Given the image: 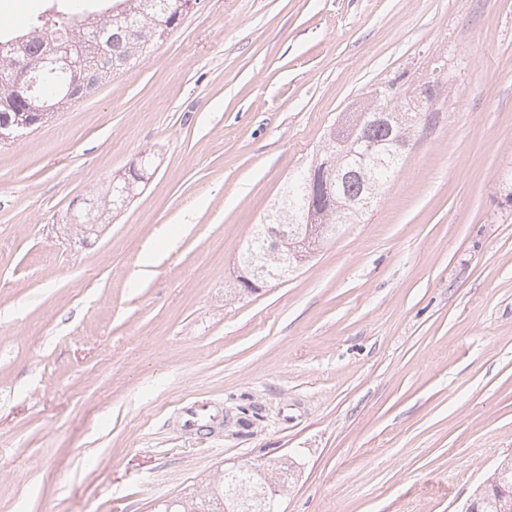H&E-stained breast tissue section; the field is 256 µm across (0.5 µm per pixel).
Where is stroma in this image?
<instances>
[{"label":"stroma","mask_w":512,"mask_h":512,"mask_svg":"<svg viewBox=\"0 0 512 512\" xmlns=\"http://www.w3.org/2000/svg\"><path fill=\"white\" fill-rule=\"evenodd\" d=\"M435 83L406 163L293 276L238 255L330 126ZM80 243L73 198L142 152ZM512 0H199L0 145V512H158L291 463L281 512H459L512 455ZM223 408L219 434L185 407ZM97 86L96 76L86 72H73L66 84L68 98L81 102L94 94ZM114 180L112 179V182H109L96 198L94 216L98 218L97 223H89L82 217L77 221L75 220L73 226H75L77 234L82 235V238L91 236V234L95 235V225L102 223L99 220L105 214L108 216L110 212L122 208L130 198L138 194V190L145 184L144 182L132 181L133 187L128 189L125 181L117 180L114 182Z\"/></svg>","instance_id":"obj_1"}]
</instances>
